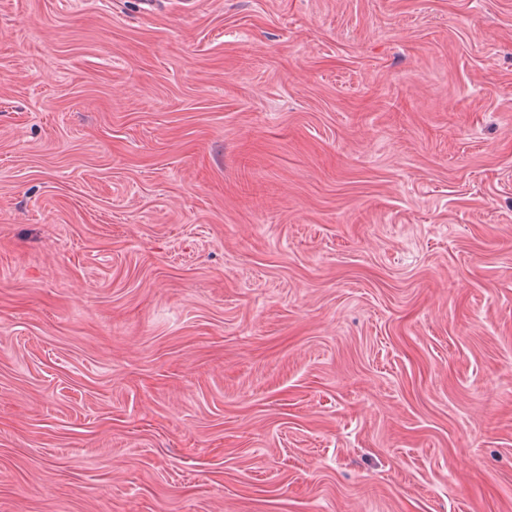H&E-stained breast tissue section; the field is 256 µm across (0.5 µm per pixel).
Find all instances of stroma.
I'll list each match as a JSON object with an SVG mask.
<instances>
[{"mask_svg":"<svg viewBox=\"0 0 512 512\" xmlns=\"http://www.w3.org/2000/svg\"><path fill=\"white\" fill-rule=\"evenodd\" d=\"M0 512H512V0H0Z\"/></svg>","mask_w":512,"mask_h":512,"instance_id":"obj_1","label":"stroma"}]
</instances>
